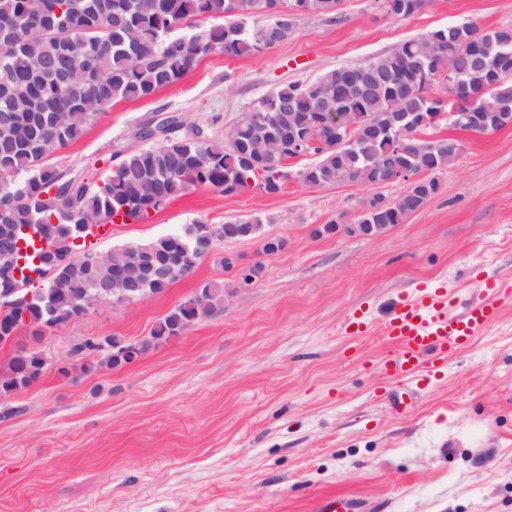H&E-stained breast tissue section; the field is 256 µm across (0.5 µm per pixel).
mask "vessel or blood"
<instances>
[{"label": "vessel or blood", "instance_id": "b4317fda", "mask_svg": "<svg viewBox=\"0 0 512 512\" xmlns=\"http://www.w3.org/2000/svg\"><path fill=\"white\" fill-rule=\"evenodd\" d=\"M447 289L399 298L382 328L390 347L382 366L402 382H425L447 362L451 353L467 346L499 318L497 300L482 297L461 312L454 311ZM313 512H366L364 503L353 495L318 497Z\"/></svg>", "mask_w": 512, "mask_h": 512}]
</instances>
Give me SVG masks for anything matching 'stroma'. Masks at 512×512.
Wrapping results in <instances>:
<instances>
[{"mask_svg":"<svg viewBox=\"0 0 512 512\" xmlns=\"http://www.w3.org/2000/svg\"><path fill=\"white\" fill-rule=\"evenodd\" d=\"M464 20L510 25L512 0H426L407 18L378 0H341L337 16H298L274 48L205 54L152 98L113 103L48 162L101 176L166 112L223 138L284 85ZM423 135L457 137L464 152L437 172L440 188L421 209L379 236L354 224L371 197L396 198L405 183L311 186L298 178L308 156L287 162L279 193L199 185L148 220L113 225L97 251L198 221H260L253 237L217 241L164 293L99 305L37 343L29 327L0 343V374L22 344L49 360L36 383L0 396V512H311L325 493L380 512H512V304L449 357L441 379L407 392L379 366L389 351L379 326L399 296L443 287L462 308L485 281L512 285V126L481 135L442 121ZM331 222L338 231L324 233ZM271 239L283 249L266 253ZM227 255L258 267L251 286L222 268ZM208 280L224 283L222 310L134 364L82 371L98 357L74 354L75 343L141 340ZM361 307L371 331L345 334Z\"/></svg>","mask_w":512,"mask_h":512,"instance_id":"obj_1","label":"stroma"}]
</instances>
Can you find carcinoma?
Here are the masks:
<instances>
[{
    "label": "carcinoma",
    "mask_w": 512,
    "mask_h": 512,
    "mask_svg": "<svg viewBox=\"0 0 512 512\" xmlns=\"http://www.w3.org/2000/svg\"><path fill=\"white\" fill-rule=\"evenodd\" d=\"M270 0H0V289L15 262L13 230L31 227L41 237L45 262L31 268V283L44 288L43 299L23 308L0 312V336L17 325L63 324L85 315L95 286L112 284V273L124 267L159 268L178 261L182 248L218 236L240 239L257 219L222 224L197 221L189 232L133 242L91 262L86 243L92 232L82 224H103L120 215L140 222L190 187L209 185L226 193L249 186L252 180L267 193H277L284 178L287 155L272 159L265 120L307 141L317 161L302 170L304 182L319 186L339 182L372 186L399 165L427 177L409 186L404 201L393 205L372 197L360 224H400L439 189L431 174L448 167L462 141L418 138L415 127L404 138L406 153L397 155L393 142L397 112L442 111L440 102L423 85L399 78L406 64L418 59L420 69L437 76L452 63L460 91V111L468 112L465 87L477 71L503 63L512 68V25L491 30L465 21L402 42L393 52L363 65L330 70L312 82L289 83L249 108L253 116L240 127L230 147L212 141L193 123L172 117L165 142L135 146L121 152L117 169L96 180L68 177L47 158L81 138L101 112L120 100L153 96L177 83L195 60L212 51L246 57L273 48L292 34L268 10ZM341 0H288L308 13L334 14ZM424 0H384L387 15L406 18ZM270 21L249 25L255 16ZM490 92L499 113L489 114L484 127L497 131L512 119V71L492 82ZM330 110L357 115L350 133L330 128L321 113ZM153 276L144 287L164 292L179 276ZM224 306V283L206 281L194 297L159 320L151 336L134 344L120 336L104 341L106 361L116 367L132 353L177 337L187 326ZM43 362L18 349L0 383V395L26 388L41 376Z\"/></svg>",
    "instance_id": "obj_1"
}]
</instances>
